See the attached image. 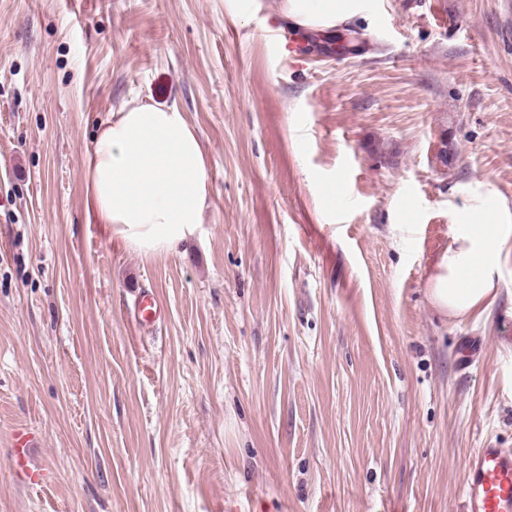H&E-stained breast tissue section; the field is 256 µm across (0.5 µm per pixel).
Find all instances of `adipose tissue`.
I'll return each mask as SVG.
<instances>
[{"label": "adipose tissue", "instance_id": "1", "mask_svg": "<svg viewBox=\"0 0 512 512\" xmlns=\"http://www.w3.org/2000/svg\"><path fill=\"white\" fill-rule=\"evenodd\" d=\"M364 11V0H284L301 27L332 29ZM85 197L112 240L146 256L192 239L208 201L202 142L176 105L130 101L111 113L87 150ZM451 241L429 280L439 309L463 316L493 300L494 258L512 236L485 194L463 190Z\"/></svg>", "mask_w": 512, "mask_h": 512}]
</instances>
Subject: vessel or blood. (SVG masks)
Returning a JSON list of instances; mask_svg holds the SVG:
<instances>
[{
	"mask_svg": "<svg viewBox=\"0 0 512 512\" xmlns=\"http://www.w3.org/2000/svg\"><path fill=\"white\" fill-rule=\"evenodd\" d=\"M164 308L152 292L143 291L135 299L133 320L141 327L158 321ZM32 436L16 433L11 448L15 470L30 484H38L41 475L30 467ZM463 512H512V451L505 448H479L466 460Z\"/></svg>",
	"mask_w": 512,
	"mask_h": 512,
	"instance_id": "b4317fda",
	"label": "vessel or blood"
}]
</instances>
